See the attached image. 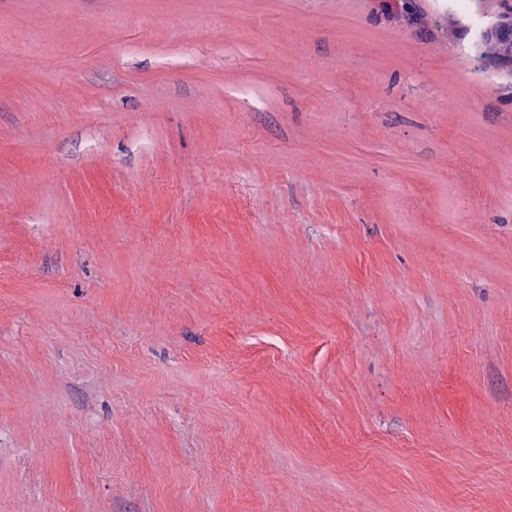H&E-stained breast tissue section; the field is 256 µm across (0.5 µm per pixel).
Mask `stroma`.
Returning <instances> with one entry per match:
<instances>
[{"instance_id": "35a3bbf8", "label": "stroma", "mask_w": 512, "mask_h": 512, "mask_svg": "<svg viewBox=\"0 0 512 512\" xmlns=\"http://www.w3.org/2000/svg\"><path fill=\"white\" fill-rule=\"evenodd\" d=\"M370 0H0V512H512V101Z\"/></svg>"}]
</instances>
